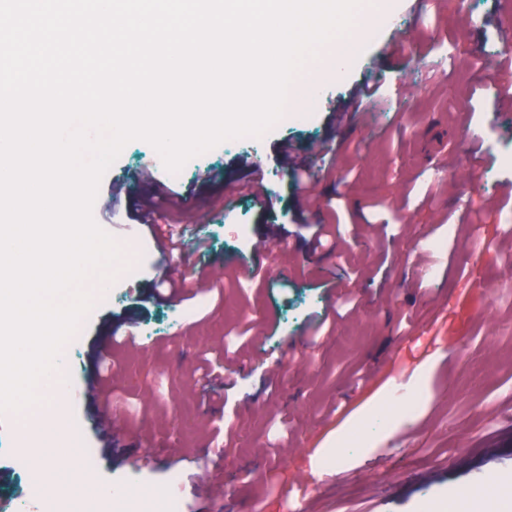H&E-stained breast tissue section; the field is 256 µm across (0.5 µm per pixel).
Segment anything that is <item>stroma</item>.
Masks as SVG:
<instances>
[{
	"instance_id": "35a3bbf8",
	"label": "stroma",
	"mask_w": 512,
	"mask_h": 512,
	"mask_svg": "<svg viewBox=\"0 0 512 512\" xmlns=\"http://www.w3.org/2000/svg\"><path fill=\"white\" fill-rule=\"evenodd\" d=\"M374 7L355 14L376 31L354 61L338 75L317 52L318 99L256 146L215 147L170 178L134 140L104 174L95 220L130 251L63 355L66 422L95 448L99 485L164 495L175 482L180 512H512V107L499 78L512 0H428L419 16L395 0L382 18ZM373 73L380 96L332 121ZM285 139L315 184L303 212L276 153ZM252 183L261 195L225 205L228 186ZM155 184L183 197L160 224L195 228L207 254L182 263L137 224ZM319 224L332 235L316 249ZM251 265L262 281L246 278ZM162 267L191 299H157ZM127 317L135 340L109 342ZM98 348L112 376L92 396ZM396 388L419 393L413 416ZM358 428L364 445L346 446Z\"/></svg>"
}]
</instances>
